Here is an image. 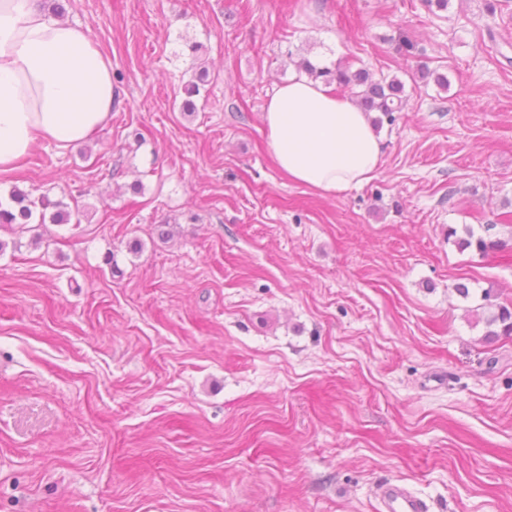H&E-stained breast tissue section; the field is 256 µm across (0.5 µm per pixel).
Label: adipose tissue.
Masks as SVG:
<instances>
[{"label": "adipose tissue", "mask_w": 512, "mask_h": 512, "mask_svg": "<svg viewBox=\"0 0 512 512\" xmlns=\"http://www.w3.org/2000/svg\"><path fill=\"white\" fill-rule=\"evenodd\" d=\"M116 103L112 61L88 27L48 14L40 0H0V175L38 139L87 140ZM262 119L279 169L294 182L336 195L379 171L383 146L371 113L333 87L291 79Z\"/></svg>", "instance_id": "1"}]
</instances>
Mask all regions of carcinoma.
<instances>
[{"instance_id":"obj_1","label":"carcinoma","mask_w":512,"mask_h":512,"mask_svg":"<svg viewBox=\"0 0 512 512\" xmlns=\"http://www.w3.org/2000/svg\"><path fill=\"white\" fill-rule=\"evenodd\" d=\"M301 71L310 78L320 79L327 84H336L340 88L353 89L356 102L366 112H380L388 122L395 121L394 113L400 112L404 104V84L397 78H388L381 76L375 80L370 73L360 68L351 70L348 65L341 63L329 68L319 66L309 60L301 63ZM11 205L0 208V224H19L24 226L31 223L34 214H40V220L45 217L56 224H68L71 221V212L67 209V204L61 200H53L44 194L36 200L30 198V194L14 187L10 192ZM466 238L460 241V246L464 249H472L480 255H484L497 247L499 241L475 235L474 231L465 228ZM493 297L492 290L486 289L482 293V300L488 307L492 308L489 315L485 317L487 331L485 337L488 340L496 339L500 336H512V305L491 304Z\"/></svg>"}]
</instances>
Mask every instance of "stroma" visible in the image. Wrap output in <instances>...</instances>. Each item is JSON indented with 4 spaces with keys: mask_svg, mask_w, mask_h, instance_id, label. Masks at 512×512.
<instances>
[{
    "mask_svg": "<svg viewBox=\"0 0 512 512\" xmlns=\"http://www.w3.org/2000/svg\"><path fill=\"white\" fill-rule=\"evenodd\" d=\"M64 8L119 102L0 175L77 214L0 224V512H380L388 481L512 512V337L472 316L512 303V0ZM304 58L405 83L379 173L336 196L262 122Z\"/></svg>",
    "mask_w": 512,
    "mask_h": 512,
    "instance_id": "stroma-1",
    "label": "stroma"
}]
</instances>
